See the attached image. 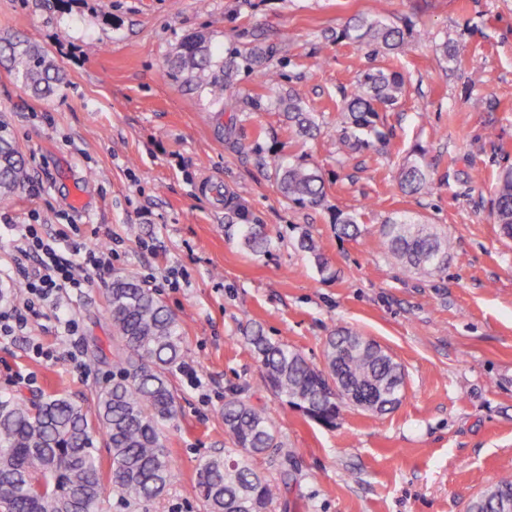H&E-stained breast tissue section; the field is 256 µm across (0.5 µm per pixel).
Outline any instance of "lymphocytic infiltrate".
Listing matches in <instances>:
<instances>
[{
	"instance_id": "f902f5d3",
	"label": "lymphocytic infiltrate",
	"mask_w": 512,
	"mask_h": 512,
	"mask_svg": "<svg viewBox=\"0 0 512 512\" xmlns=\"http://www.w3.org/2000/svg\"><path fill=\"white\" fill-rule=\"evenodd\" d=\"M11 267L22 277L23 304L0 306V335L17 336L37 317L38 304L82 293L89 274L112 267V247L89 245L78 225L23 224L11 253Z\"/></svg>"
}]
</instances>
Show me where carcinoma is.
I'll use <instances>...</instances> for the list:
<instances>
[{
  "mask_svg": "<svg viewBox=\"0 0 512 512\" xmlns=\"http://www.w3.org/2000/svg\"><path fill=\"white\" fill-rule=\"evenodd\" d=\"M344 38L375 54H398L405 46L403 30L381 14L355 19ZM271 54L260 49L251 56L254 63L265 65L260 77L267 86L277 80L269 65ZM0 65L38 96L52 95L64 81L48 53L25 40L0 45ZM167 65L173 72L188 74L196 87L210 90L221 104L238 72L237 56L214 60L211 46L198 36L186 39ZM403 94L404 81L396 73L384 68L364 72L343 100L345 149L358 152L373 139L385 140L377 125L379 110L397 105ZM276 105L297 136H315L320 115L306 110L299 95L280 98ZM269 163L278 171V190L289 202L313 207L325 199L327 186L317 169L292 163L284 153L272 154ZM26 178L23 154L0 121V198L22 189ZM401 179L411 192L431 189L433 178L422 154L408 156ZM225 208L239 220L234 228L242 245L253 253L267 251L268 232L249 223L235 202L225 201ZM492 210L501 234L512 239L509 171L495 177ZM361 218L356 211H339L337 230L357 238L362 234ZM381 235L404 272L428 276L443 270L448 261V234L410 215L390 218ZM297 247L310 254L318 268H327L310 233L299 236ZM107 301L115 347L112 382L96 392L94 415L65 394H48L37 401L17 393L0 396V512H98L106 482L123 498L147 503L170 486L174 466L164 430L178 414L171 376L187 357L183 326L158 294L134 276L114 278ZM245 344L257 355L265 386L273 395L287 398L290 406L322 424L336 423L349 395L366 410L385 413L398 405L404 390L402 366L377 341L352 328L327 338L321 368L288 345L271 341L259 328L245 336ZM222 417L232 448L198 469L205 512H269L282 498V486L252 468L250 461L263 457L286 464L295 452L285 446L267 409L237 392L225 397ZM97 435L104 437L110 456L106 472L94 445ZM505 499H512L511 476L483 491L468 512H500Z\"/></svg>",
  "mask_w": 512,
  "mask_h": 512,
  "instance_id": "1",
  "label": "carcinoma"
}]
</instances>
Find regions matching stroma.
Returning a JSON list of instances; mask_svg holds the SVG:
<instances>
[{
  "instance_id": "stroma-1",
  "label": "stroma",
  "mask_w": 512,
  "mask_h": 512,
  "mask_svg": "<svg viewBox=\"0 0 512 512\" xmlns=\"http://www.w3.org/2000/svg\"><path fill=\"white\" fill-rule=\"evenodd\" d=\"M378 13L404 30L403 54L375 55L342 38L353 18ZM197 34L223 54L273 46L280 79L267 88L258 69H240L228 95L241 109L218 116L210 93L188 90L166 67ZM17 37L45 50L65 81L35 97L0 67V120L30 173L0 200V261L15 225L36 218L78 225L114 257L110 274L44 307L25 334L0 337V394L64 393L93 410L112 377L107 290L117 273L143 279L181 320L188 365L203 380L196 389L185 372L172 377L167 491L141 506L108 489L101 512H203L196 471L230 445L222 407L232 389L266 407L296 451L272 512H467L512 474V240L494 220L490 182L473 179L512 168V0H0V39ZM445 41L460 65L443 59ZM376 67L400 72L405 95L380 115L384 141L344 155L343 95ZM292 91L323 116L313 139L296 138L273 107ZM233 136L250 150L234 149ZM287 141L292 158L323 175L321 205L279 194L265 160ZM416 148L432 172L428 193L400 184ZM205 179L267 228L266 253L225 232L235 218L201 190ZM359 209L362 236L339 235L336 212ZM400 213L447 231L445 270L423 279L399 272L380 229ZM303 231L320 242L328 272L298 250ZM59 308L79 323L75 341L54 333ZM255 326L318 366L334 329L374 338L405 371L399 405L384 414L346 407L332 426L308 419L265 388L244 344ZM35 343L54 347V358H35Z\"/></svg>"
}]
</instances>
